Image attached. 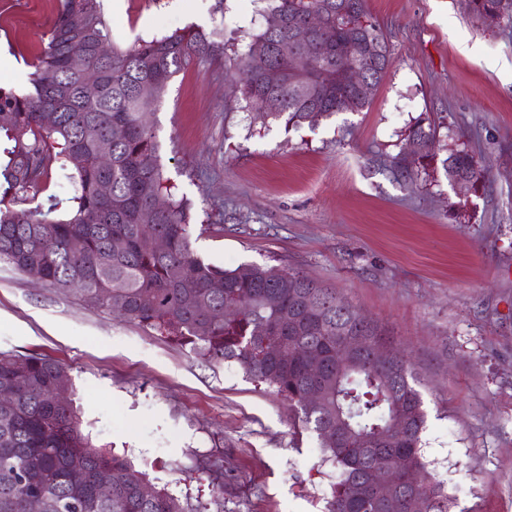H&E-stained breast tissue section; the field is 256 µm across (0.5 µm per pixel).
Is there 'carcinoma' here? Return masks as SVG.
I'll list each match as a JSON object with an SVG mask.
<instances>
[{
    "label": "carcinoma",
    "mask_w": 512,
    "mask_h": 512,
    "mask_svg": "<svg viewBox=\"0 0 512 512\" xmlns=\"http://www.w3.org/2000/svg\"><path fill=\"white\" fill-rule=\"evenodd\" d=\"M270 14L295 20L313 9L327 15L315 34L319 44L355 34L361 40L385 41L366 9L355 0L356 15L366 25L350 26L330 6L336 0H269ZM502 0H468V11L490 27L501 19ZM84 19L76 24L74 18ZM221 44L218 30L193 28L142 40L121 50L100 0H60V7L33 63L31 88L18 94L0 89V264L5 263L59 291L76 290L95 306L117 310L124 318L181 341L207 359L234 362L258 382L288 399L301 424L314 431L327 459L336 467L327 512H387L373 485L376 476L398 459L405 469L393 473L398 512H454L455 498L429 469L422 434L427 413L422 379L410 360L377 366L363 345L386 339L384 331L352 305L303 273L286 270L270 281L267 267L243 264L224 269L198 258L191 246L192 206L172 193L171 179L159 162V144L150 117L171 78L193 60L211 56ZM82 56L98 71L100 91L89 97L81 75L69 65ZM289 33L264 29L238 57L240 93L247 102L273 97L267 112L286 124H315L344 111L345 96L331 90L323 98L301 97L292 75ZM336 55L318 61L310 79L326 83ZM276 67L282 80L266 82ZM56 114L47 127L41 114ZM409 137L423 150L408 157L398 152L384 161L396 181L408 183L435 159L436 128L418 118ZM112 139L108 163L97 158L99 143ZM85 157L70 179L74 194L66 209L54 202L30 206V191L52 168L66 169L72 155ZM448 181L485 179L468 150H453L442 160ZM104 183L112 194L100 192ZM158 197L166 207L149 223L145 212ZM167 240L156 251L155 237ZM231 306L222 321L209 309ZM321 361L312 372L309 356ZM66 371L59 362L38 355L0 353V388L15 392L11 407L0 409V512H25L30 495L45 499V512H202L157 489L145 473L116 455L94 448L81 431L71 395L58 400L56 383ZM321 391L311 407L304 393ZM336 434L332 439L324 433ZM111 476L110 492L101 493L100 474Z\"/></svg>",
    "instance_id": "obj_1"
}]
</instances>
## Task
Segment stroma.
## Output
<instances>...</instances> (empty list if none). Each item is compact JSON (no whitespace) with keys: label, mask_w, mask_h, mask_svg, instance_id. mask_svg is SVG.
I'll return each mask as SVG.
<instances>
[{"label":"stroma","mask_w":512,"mask_h":512,"mask_svg":"<svg viewBox=\"0 0 512 512\" xmlns=\"http://www.w3.org/2000/svg\"><path fill=\"white\" fill-rule=\"evenodd\" d=\"M114 45L188 27L224 47L171 79L152 117L161 162L192 204V248L232 269L293 268L386 328L420 373L427 460L455 512H512V26L466 0H367L391 62L369 105L309 126L246 104L235 58L267 0H101ZM58 0L0 7V88L30 87ZM437 159L410 183L384 156L422 114ZM474 152L485 181L459 201L441 166ZM0 352L64 365L81 429L208 512H325L336 468L288 401L236 364L0 264Z\"/></svg>","instance_id":"obj_1"}]
</instances>
